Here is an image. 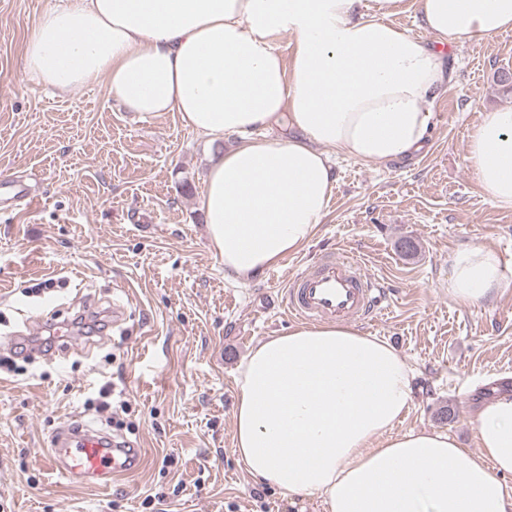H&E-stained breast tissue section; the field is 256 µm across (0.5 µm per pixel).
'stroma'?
I'll return each instance as SVG.
<instances>
[{
    "mask_svg": "<svg viewBox=\"0 0 512 512\" xmlns=\"http://www.w3.org/2000/svg\"><path fill=\"white\" fill-rule=\"evenodd\" d=\"M60 2L0 0V180L35 194L0 202V360L40 335L42 320L80 313L92 325L116 302L127 314L97 341L33 352L24 373L0 372V512H325L319 496L288 495L237 463L235 378L253 347L292 328L276 302L286 281L336 246L389 291L367 333L413 371L397 431H445L477 451V392L512 382V209L490 202L465 154L484 113L512 107L496 81L512 69V30L452 47L453 78L419 154L374 163L327 148L325 221L275 277L238 286L200 212L214 144L177 113L127 110L105 77L57 94L25 69L30 26ZM405 239L416 254L401 251ZM463 245L500 256L506 286L493 300L449 296L450 258ZM106 384L128 409L87 407ZM443 406L453 421L439 420ZM74 420L140 444L141 469L110 487L67 484L46 456Z\"/></svg>",
    "mask_w": 512,
    "mask_h": 512,
    "instance_id": "35a3bbf8",
    "label": "stroma"
}]
</instances>
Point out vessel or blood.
<instances>
[{"label": "vessel or blood", "instance_id": "b4317fda", "mask_svg": "<svg viewBox=\"0 0 512 512\" xmlns=\"http://www.w3.org/2000/svg\"><path fill=\"white\" fill-rule=\"evenodd\" d=\"M386 300V288L367 274L361 260L332 251L289 278L281 295L287 313L315 323L365 324ZM141 457V448L124 437L69 422L52 438L48 466L70 484L98 487L135 472Z\"/></svg>", "mask_w": 512, "mask_h": 512}]
</instances>
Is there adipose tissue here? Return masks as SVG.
<instances>
[{"instance_id": "ef3b65f1", "label": "adipose tissue", "mask_w": 512, "mask_h": 512, "mask_svg": "<svg viewBox=\"0 0 512 512\" xmlns=\"http://www.w3.org/2000/svg\"><path fill=\"white\" fill-rule=\"evenodd\" d=\"M403 0H72L44 12L24 64L70 91L107 76L131 111L178 113L204 136H238L209 164L201 209L224 277L246 281L301 250L328 214L324 147L365 162L418 152L452 80L443 45L512 29V0H421L436 43L389 23ZM293 40L282 58L277 36ZM465 160L512 208V108L485 113ZM504 286L497 254L457 249L450 297ZM234 454L256 481L319 495L326 512H512V394L483 403L479 453L395 425L411 369L387 341L343 325L295 326L239 366Z\"/></svg>"}]
</instances>
